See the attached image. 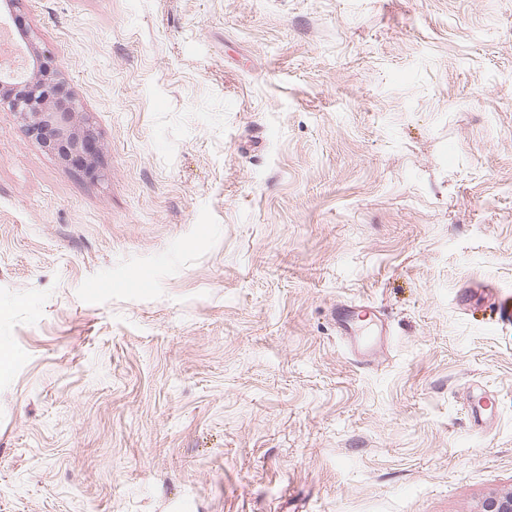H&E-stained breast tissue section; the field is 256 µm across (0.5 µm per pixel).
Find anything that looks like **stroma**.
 Returning <instances> with one entry per match:
<instances>
[{"label": "stroma", "mask_w": 512, "mask_h": 512, "mask_svg": "<svg viewBox=\"0 0 512 512\" xmlns=\"http://www.w3.org/2000/svg\"><path fill=\"white\" fill-rule=\"evenodd\" d=\"M99 173L0 104V512L512 491V0H0ZM377 307L388 357L331 320Z\"/></svg>", "instance_id": "obj_1"}]
</instances>
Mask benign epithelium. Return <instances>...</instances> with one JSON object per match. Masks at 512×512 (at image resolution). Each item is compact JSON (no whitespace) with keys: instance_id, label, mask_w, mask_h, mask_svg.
<instances>
[{"instance_id":"obj_1","label":"benign epithelium","mask_w":512,"mask_h":512,"mask_svg":"<svg viewBox=\"0 0 512 512\" xmlns=\"http://www.w3.org/2000/svg\"><path fill=\"white\" fill-rule=\"evenodd\" d=\"M40 87L0 78V101L9 102L41 144L88 174L98 173L100 145L95 128L77 110L70 96L59 91L39 94ZM479 512H512V491L484 499Z\"/></svg>"}]
</instances>
